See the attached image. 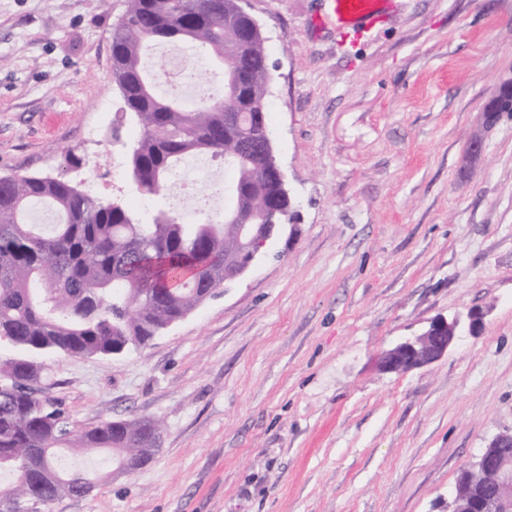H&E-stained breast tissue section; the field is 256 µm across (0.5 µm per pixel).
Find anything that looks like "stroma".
I'll return each mask as SVG.
<instances>
[{"mask_svg":"<svg viewBox=\"0 0 512 512\" xmlns=\"http://www.w3.org/2000/svg\"><path fill=\"white\" fill-rule=\"evenodd\" d=\"M271 65L266 116L294 226L230 288L147 345L40 358L84 429L147 417L153 459L48 512H448L464 470L512 431V0H394L340 30L328 0H248ZM127 0H0V176L65 173L143 217L141 134L112 81ZM483 154L462 155L474 136ZM74 149L80 167L62 168ZM482 313L433 364L379 355L438 317Z\"/></svg>","mask_w":512,"mask_h":512,"instance_id":"1","label":"stroma"}]
</instances>
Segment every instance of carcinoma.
I'll use <instances>...</instances> for the list:
<instances>
[{
	"mask_svg": "<svg viewBox=\"0 0 512 512\" xmlns=\"http://www.w3.org/2000/svg\"><path fill=\"white\" fill-rule=\"evenodd\" d=\"M244 31L251 18L235 0H127L112 28V82L141 128L131 151L134 184L143 196L163 193L170 174L187 156L210 154L233 161L231 209L261 211L265 171L238 154L243 132L267 123L253 102H264L270 67L264 38L231 46L225 23ZM186 46L241 75L224 91L184 107L176 93L160 96L165 60L152 72L142 63L152 45ZM234 93L241 126L224 127V105ZM36 203L49 205L56 223L46 229L29 219ZM224 218L185 224L161 211L143 222L122 202L79 190L63 174L0 179V336L25 355L0 360V495L30 502L34 481L24 460L45 448L44 466L60 478L63 450L107 453L112 460L153 457L152 419L105 420L75 434L69 414L39 394L40 371L28 355L110 356L148 343L166 324L198 307L224 285Z\"/></svg>",
	"mask_w": 512,
	"mask_h": 512,
	"instance_id": "cac0c4a2",
	"label": "carcinoma"
}]
</instances>
